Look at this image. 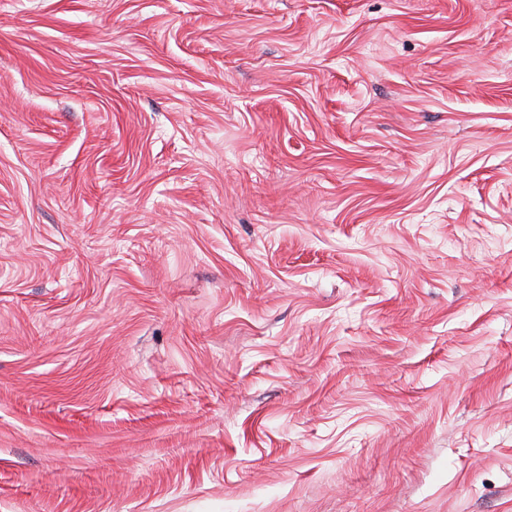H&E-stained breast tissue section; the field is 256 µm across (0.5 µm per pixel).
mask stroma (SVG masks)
Returning a JSON list of instances; mask_svg holds the SVG:
<instances>
[{
    "label": "stroma",
    "instance_id": "35a3bbf8",
    "mask_svg": "<svg viewBox=\"0 0 512 512\" xmlns=\"http://www.w3.org/2000/svg\"><path fill=\"white\" fill-rule=\"evenodd\" d=\"M0 512H512V0H0Z\"/></svg>",
    "mask_w": 512,
    "mask_h": 512
}]
</instances>
